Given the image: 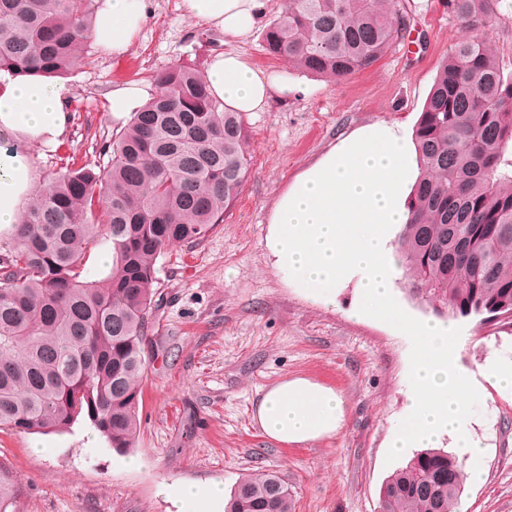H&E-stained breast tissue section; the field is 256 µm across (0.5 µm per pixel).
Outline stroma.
<instances>
[{
  "label": "stroma",
  "mask_w": 512,
  "mask_h": 512,
  "mask_svg": "<svg viewBox=\"0 0 512 512\" xmlns=\"http://www.w3.org/2000/svg\"><path fill=\"white\" fill-rule=\"evenodd\" d=\"M400 3L411 18L404 38L344 80L310 76L264 51L263 31L288 0H267L243 42L190 19L181 0H148L147 21L127 54L95 50L64 76L68 129L56 144L33 146L40 178L63 154L107 165L103 145L119 131L108 110L113 86L150 80L183 62L203 68L233 48L254 67L284 77L288 88L245 120L249 172L223 223L157 260L150 367L133 447L115 451L85 420L49 434L0 430V466L19 487V512H190L173 485L220 480L229 491L260 469L288 483L294 512H379L383 482L415 454L387 451L407 419L412 342L353 315L356 281L338 289L332 304L286 286L265 235L277 194L342 135L377 122L413 131L463 31L448 0ZM490 44L511 77L512 0H500ZM452 326L455 356L474 393L466 422L486 447L484 473L465 480L455 509L512 512V390L493 387L482 374L488 359L512 363V324L468 317ZM294 377L342 398L345 414L335 435L286 445L264 434L255 402ZM129 456L141 459L139 469L124 468Z\"/></svg>",
  "instance_id": "obj_1"
}]
</instances>
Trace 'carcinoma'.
Segmentation results:
<instances>
[{
    "instance_id": "1",
    "label": "carcinoma",
    "mask_w": 512,
    "mask_h": 512,
    "mask_svg": "<svg viewBox=\"0 0 512 512\" xmlns=\"http://www.w3.org/2000/svg\"><path fill=\"white\" fill-rule=\"evenodd\" d=\"M263 34L268 54L310 76L346 79L409 28L399 0H290ZM500 0H448L462 28L413 130L421 175L397 237L413 294L450 318L512 320V79L489 31ZM95 0H0V80L60 77L92 51ZM157 95L111 136L103 169L72 156L43 178L19 223L0 229V429L49 433L88 420L117 451L133 446L150 358L155 265L224 221L245 182L248 130L195 65L153 75ZM112 268L82 276L98 238ZM464 464L417 452L380 492V512H452ZM18 491L0 467V512ZM224 512H293L276 473L236 486Z\"/></svg>"
}]
</instances>
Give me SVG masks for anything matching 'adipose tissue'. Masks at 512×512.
Wrapping results in <instances>:
<instances>
[{"instance_id":"1","label":"adipose tissue","mask_w":512,"mask_h":512,"mask_svg":"<svg viewBox=\"0 0 512 512\" xmlns=\"http://www.w3.org/2000/svg\"><path fill=\"white\" fill-rule=\"evenodd\" d=\"M91 38L128 52L146 18L147 0H96ZM186 15L245 40L255 29L264 0H182ZM213 94L229 110L263 111L284 87L262 69L229 50L206 71ZM152 83L113 87L108 110L124 124L155 93ZM68 91L43 76H26L0 87V134L51 143L66 131ZM420 177L415 148L398 125H365L340 137L299 172L275 199L265 238L267 253L285 282L313 300L328 303L337 288L362 272L357 315L385 323L414 341L409 360L413 396L406 423L389 452L433 447L441 433L453 435L455 452L473 478H481L484 448L463 423L473 398L451 359L456 338L447 323L419 321L397 302L392 290L396 259L389 229L406 224V202ZM34 181L24 150L0 148V227L18 223ZM344 416L335 391L303 377L270 387L256 406L262 431L282 444H306L335 434Z\"/></svg>"}]
</instances>
